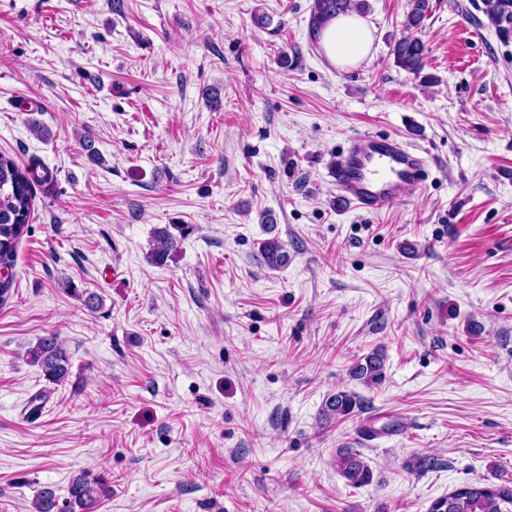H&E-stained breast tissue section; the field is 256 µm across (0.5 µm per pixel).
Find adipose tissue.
Wrapping results in <instances>:
<instances>
[{"instance_id": "1", "label": "adipose tissue", "mask_w": 512, "mask_h": 512, "mask_svg": "<svg viewBox=\"0 0 512 512\" xmlns=\"http://www.w3.org/2000/svg\"><path fill=\"white\" fill-rule=\"evenodd\" d=\"M374 40L370 26L357 13L348 12L331 20L319 43L329 62L339 69L357 66L370 53Z\"/></svg>"}]
</instances>
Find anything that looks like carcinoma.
<instances>
[{
  "label": "carcinoma",
  "mask_w": 512,
  "mask_h": 512,
  "mask_svg": "<svg viewBox=\"0 0 512 512\" xmlns=\"http://www.w3.org/2000/svg\"><path fill=\"white\" fill-rule=\"evenodd\" d=\"M483 12L496 26L500 35H512V0H482ZM430 0H411L404 27L409 35L395 42L392 52L395 63L419 76L425 69L424 44L417 36L428 16ZM370 9L368 0H314L310 17V32L315 34L333 18L349 11L365 14ZM53 171L38 159L19 165L14 159L0 154V264L11 268L17 246L28 233L34 210L36 190L52 183ZM267 233L271 237L260 243L259 254L270 269L288 265V251L278 236L273 234L272 215L264 216ZM189 224H170L156 231V245L151 261L163 266L180 250L181 242L190 234ZM28 362L39 368L48 382L63 383L70 369V356L58 336L50 334L38 338L27 351ZM353 378L367 386L380 384L385 378L384 356L378 351L365 356L351 368ZM361 408L358 396L339 391L325 402L324 414L346 417ZM352 456L341 454L336 470L348 485L359 488L369 483L368 469H359L351 463ZM112 496L110 481L103 475L93 476L88 471L73 475L68 496L61 499L50 488L42 489L34 503L36 512H97L102 500ZM429 512H512V489L466 484L448 496L434 502Z\"/></svg>",
  "instance_id": "carcinoma-1"
}]
</instances>
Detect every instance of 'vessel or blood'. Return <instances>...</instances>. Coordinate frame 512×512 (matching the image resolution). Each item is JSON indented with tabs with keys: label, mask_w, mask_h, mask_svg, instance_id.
<instances>
[{
	"label": "vessel or blood",
	"mask_w": 512,
	"mask_h": 512,
	"mask_svg": "<svg viewBox=\"0 0 512 512\" xmlns=\"http://www.w3.org/2000/svg\"><path fill=\"white\" fill-rule=\"evenodd\" d=\"M424 157L391 137L363 135L351 140L331 174L339 205L381 212L400 202L409 186L420 182Z\"/></svg>",
	"instance_id": "vessel-or-blood-1"
}]
</instances>
